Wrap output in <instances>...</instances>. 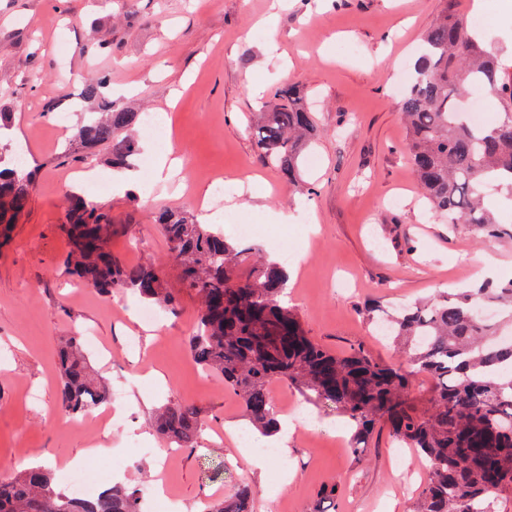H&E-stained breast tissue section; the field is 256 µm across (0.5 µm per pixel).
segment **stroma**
<instances>
[{
  "label": "stroma",
  "instance_id": "obj_1",
  "mask_svg": "<svg viewBox=\"0 0 512 512\" xmlns=\"http://www.w3.org/2000/svg\"><path fill=\"white\" fill-rule=\"evenodd\" d=\"M0 0V110L12 113L11 144H22L37 172L29 204L0 249V464L47 465L64 485L71 461L101 473L119 467V483L164 490L181 512L238 483L252 489L253 512H317L318 491L337 487L336 512H408L427 474L414 454L394 456L388 432L374 435L357 461L340 417L309 403L287 382L270 394L278 409L311 420L288 452L253 459L229 428H248L242 404L216 375L197 366L189 338L197 301L152 326L138 322L137 296L110 297L78 284L60 260L59 233L80 151L82 85L70 74L92 71L113 103L153 116L168 146L185 158L188 197L154 175L159 151L142 140L134 186L99 202L118 232L112 254L125 264L177 267L154 222L160 207L193 210L216 182L242 186L208 213L258 221L253 236L283 261L288 302L314 340L336 353L363 344L398 362L393 345L372 333L361 308L410 303L486 278H512V241L485 239L478 226L425 215L406 152L400 81L425 32L445 7L472 15L473 0ZM487 41L512 75V0H484ZM103 38L111 48L95 52ZM271 100L293 84L316 112L321 132L304 151L297 182L264 163L249 119L251 85ZM92 333L94 374L121 401L111 429L58 408L56 349L68 335ZM193 406L202 422L196 448L167 449L152 421L164 403ZM141 449H133V441Z\"/></svg>",
  "mask_w": 512,
  "mask_h": 512
}]
</instances>
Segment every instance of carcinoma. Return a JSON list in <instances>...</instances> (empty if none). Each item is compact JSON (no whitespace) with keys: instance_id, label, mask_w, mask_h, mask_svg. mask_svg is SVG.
Instances as JSON below:
<instances>
[{"instance_id":"obj_1","label":"carcinoma","mask_w":512,"mask_h":512,"mask_svg":"<svg viewBox=\"0 0 512 512\" xmlns=\"http://www.w3.org/2000/svg\"><path fill=\"white\" fill-rule=\"evenodd\" d=\"M475 85L501 104L496 119L478 128L459 108ZM102 89V81L89 79L82 98L95 102ZM275 99L254 125L256 147L292 184L302 139L316 135L318 123L295 87L281 88ZM401 110L409 162L430 213L511 240L512 226L485 204V187L493 183L512 197V78L463 15L449 11L425 33ZM140 121L141 113L110 102L106 111L91 113L75 133L82 160L102 154L114 169L132 168ZM34 188L33 173L0 158V246L9 243ZM155 223L178 266L176 290L155 263L117 261L110 251L112 216L78 194L58 226L69 243L62 266L101 295L129 291L170 314L180 311L183 295L198 297L191 356L240 397L252 427L265 435L275 423L268 385L284 379L345 418L355 452L386 425L398 444L428 463L410 512H494L495 499L512 495V340L503 338L512 331V279L415 302L391 316L368 307L371 325L401 346L406 373L361 344L339 355L308 336L282 300L285 268L262 261L258 248L230 242L176 209L157 210ZM58 359L64 416L84 415L109 398L108 385L90 371L81 337L61 339ZM410 373L439 380L426 402L412 396ZM201 428L196 409L180 403L165 405L156 420L158 435L180 448L196 447ZM0 512H142V495L117 485L93 498L65 494L55 489L53 472L38 466L0 479ZM205 512H252L249 486L234 487Z\"/></svg>"}]
</instances>
